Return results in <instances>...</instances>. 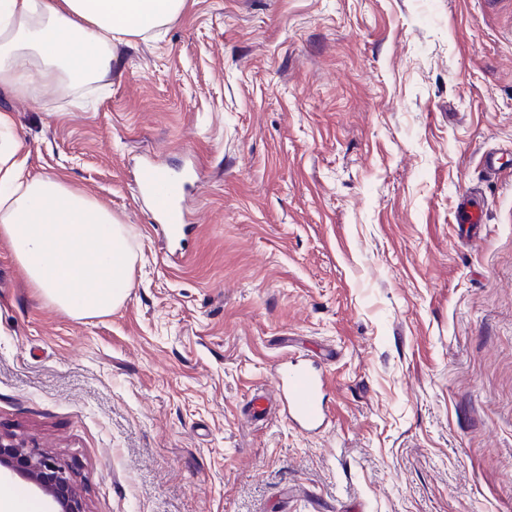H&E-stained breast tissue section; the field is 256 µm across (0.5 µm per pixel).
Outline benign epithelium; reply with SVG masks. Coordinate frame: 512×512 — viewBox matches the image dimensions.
<instances>
[{
  "mask_svg": "<svg viewBox=\"0 0 512 512\" xmlns=\"http://www.w3.org/2000/svg\"><path fill=\"white\" fill-rule=\"evenodd\" d=\"M0 466L40 488L55 501L58 512H89L71 466L28 440L0 432Z\"/></svg>",
  "mask_w": 512,
  "mask_h": 512,
  "instance_id": "benign-epithelium-1",
  "label": "benign epithelium"
}]
</instances>
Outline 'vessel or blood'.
Segmentation results:
<instances>
[{
	"mask_svg": "<svg viewBox=\"0 0 512 512\" xmlns=\"http://www.w3.org/2000/svg\"><path fill=\"white\" fill-rule=\"evenodd\" d=\"M137 182L142 198L153 205L155 221L161 224L165 235L184 234L187 226L183 195L189 186L187 177H174L148 165L140 170ZM275 383L279 395L285 398L284 412L291 423L312 431L326 425L329 413L319 400L327 386L325 374L293 360L278 370Z\"/></svg>",
	"mask_w": 512,
	"mask_h": 512,
	"instance_id": "vessel-or-blood-1",
	"label": "vessel or blood"
}]
</instances>
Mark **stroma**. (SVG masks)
I'll use <instances>...</instances> for the list:
<instances>
[{"label":"stroma","mask_w":512,"mask_h":512,"mask_svg":"<svg viewBox=\"0 0 512 512\" xmlns=\"http://www.w3.org/2000/svg\"><path fill=\"white\" fill-rule=\"evenodd\" d=\"M114 50L0 93L25 176L135 253L125 302L75 319L0 238V431L89 512H512V0H187ZM147 163L194 174L184 262ZM293 356L328 376L321 434L248 418Z\"/></svg>","instance_id":"stroma-1"}]
</instances>
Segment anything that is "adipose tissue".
Here are the masks:
<instances>
[{"instance_id": "obj_1", "label": "adipose tissue", "mask_w": 512, "mask_h": 512, "mask_svg": "<svg viewBox=\"0 0 512 512\" xmlns=\"http://www.w3.org/2000/svg\"><path fill=\"white\" fill-rule=\"evenodd\" d=\"M186 0H0V88H59L110 76L112 40L156 33ZM17 143L0 145V236L44 301L74 318L110 314L132 286L123 224L53 178L23 179Z\"/></svg>"}]
</instances>
